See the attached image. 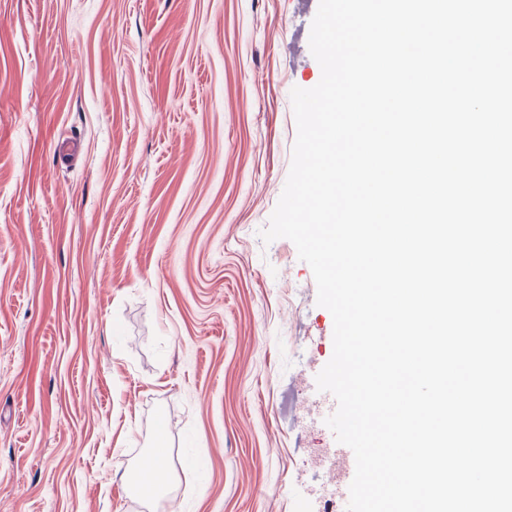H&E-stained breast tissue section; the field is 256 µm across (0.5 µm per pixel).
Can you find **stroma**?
<instances>
[{
    "instance_id": "stroma-1",
    "label": "stroma",
    "mask_w": 512,
    "mask_h": 512,
    "mask_svg": "<svg viewBox=\"0 0 512 512\" xmlns=\"http://www.w3.org/2000/svg\"><path fill=\"white\" fill-rule=\"evenodd\" d=\"M318 5L0 0V512H323L333 318L260 237ZM136 478V488L141 496L149 498L159 494L171 479V469L163 451L152 452L148 463L138 469Z\"/></svg>"
}]
</instances>
